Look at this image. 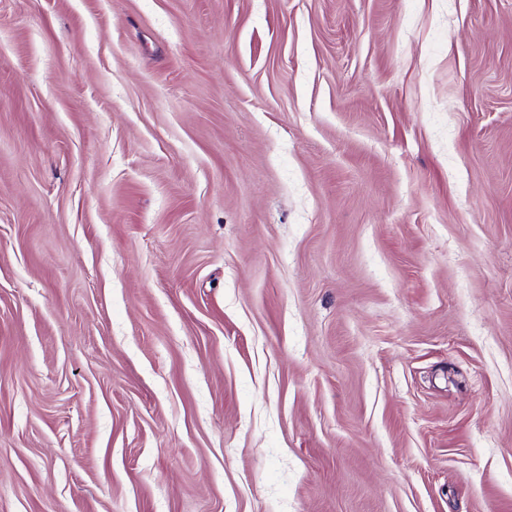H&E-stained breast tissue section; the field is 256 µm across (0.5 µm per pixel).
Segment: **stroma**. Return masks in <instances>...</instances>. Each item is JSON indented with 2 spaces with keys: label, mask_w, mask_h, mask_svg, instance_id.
Returning a JSON list of instances; mask_svg holds the SVG:
<instances>
[{
  "label": "stroma",
  "mask_w": 512,
  "mask_h": 512,
  "mask_svg": "<svg viewBox=\"0 0 512 512\" xmlns=\"http://www.w3.org/2000/svg\"><path fill=\"white\" fill-rule=\"evenodd\" d=\"M0 512H512V0H0Z\"/></svg>",
  "instance_id": "1"
}]
</instances>
